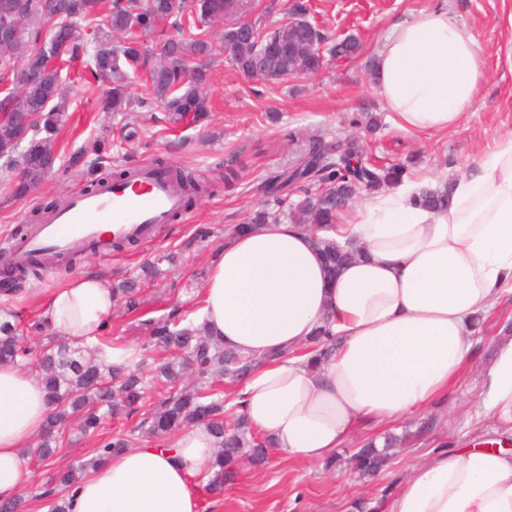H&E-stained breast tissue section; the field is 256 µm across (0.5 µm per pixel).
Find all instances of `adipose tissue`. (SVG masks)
Returning <instances> with one entry per match:
<instances>
[{
  "mask_svg": "<svg viewBox=\"0 0 512 512\" xmlns=\"http://www.w3.org/2000/svg\"><path fill=\"white\" fill-rule=\"evenodd\" d=\"M485 60L466 27L433 7L397 21L377 52L375 82L396 126L425 135L458 128L477 102ZM451 183L447 209L419 201ZM332 236L361 253L328 279L314 233L288 222L231 236L212 260L201 322L224 347L258 358L236 386L252 429L288 459L323 463L355 434L375 433L447 403L472 355V326L512 296V133L449 179L408 178L363 198ZM114 298L85 273L49 295L44 318L83 346ZM329 325V357L309 351ZM490 437L440 449L397 483L382 512H512V336L496 343L477 400ZM49 414L37 377L0 364V499L30 485L23 454ZM216 448L201 425L173 450L142 443L89 470L70 512H198L193 480Z\"/></svg>",
  "mask_w": 512,
  "mask_h": 512,
  "instance_id": "adipose-tissue-1",
  "label": "adipose tissue"
}]
</instances>
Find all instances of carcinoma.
Wrapping results in <instances>:
<instances>
[{
    "label": "carcinoma",
    "mask_w": 512,
    "mask_h": 512,
    "mask_svg": "<svg viewBox=\"0 0 512 512\" xmlns=\"http://www.w3.org/2000/svg\"><path fill=\"white\" fill-rule=\"evenodd\" d=\"M246 8L247 0H0V14L8 11L20 23L18 40L0 44V83L10 82L18 89L0 98L4 120L0 124V181L6 182L11 197H26L54 167L56 154L44 147L53 143L65 121L62 71L68 62L89 56L91 78L107 88L103 111L134 112L158 103L165 121L174 125L198 123L209 116L207 86L219 53L237 72L261 83L284 80L297 65L310 74L324 68L326 57L317 46L328 42V36L308 20V7L301 0H296L285 19L271 26L251 22L247 43L237 28ZM166 25L178 32L187 27L195 33L167 38L164 45L173 63L155 64L144 38L164 35ZM359 52L360 44L350 38L328 48V54L336 58L352 59ZM20 58L24 66L17 68ZM141 73L145 94L134 98L128 89L131 79ZM157 166L181 190L189 206L215 187L186 167L162 161ZM403 175L402 165L370 163L354 139L327 140L316 135L287 168L268 175L265 188L279 206L288 196L301 194L288 213L289 222L310 231L326 230L336 224L341 205L349 206L361 195L395 185ZM419 199L430 209H444L450 194L446 188H425ZM275 220L262 207L231 234ZM317 246L331 273L354 255L353 249H343L332 238L318 239ZM44 267L41 257L12 265L7 281L17 293ZM156 274L155 267L148 265L142 280H127L112 288L116 301L129 312L137 310L142 305L141 281ZM330 343V327L324 324L311 337V345L326 355ZM108 348L114 345L105 337L98 338L92 350L53 340L33 346L14 315L6 313L0 319V363L25 366L36 360L51 407L43 437L38 447L28 451L29 459L51 465L65 441L63 430L74 418L81 432L94 434L107 419L137 412L146 393L143 369L151 362L153 386L167 395L140 428L150 436H170L188 425H205L217 446L208 471L210 492L223 491L224 479L232 476V465L239 458L265 462L266 449L274 446L273 441L256 435L244 415L226 407L218 388L226 376L246 375L254 366L252 359L213 340L204 325L187 321L176 309L154 322L143 345L121 361L104 363L100 356ZM134 446L133 434L114 435L94 449L90 458L68 466L52 485L39 487L32 498L43 501L48 512H68L67 489L87 470ZM393 446L391 440L380 447L372 441L365 443L352 457L354 469L363 476L377 474L387 466Z\"/></svg>",
    "instance_id": "cac0c4a2"
}]
</instances>
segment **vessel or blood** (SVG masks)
<instances>
[{
  "mask_svg": "<svg viewBox=\"0 0 512 512\" xmlns=\"http://www.w3.org/2000/svg\"><path fill=\"white\" fill-rule=\"evenodd\" d=\"M184 209L183 194L168 176L140 165L129 181L73 193L30 236L15 241L11 251L20 264L34 255L67 256L87 248L106 253L116 240L150 239Z\"/></svg>",
  "mask_w": 512,
  "mask_h": 512,
  "instance_id": "1",
  "label": "vessel or blood"
}]
</instances>
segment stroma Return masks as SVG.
I'll list each match as a JSON object with an SVG mask.
<instances>
[{
  "instance_id": "stroma-1",
  "label": "stroma",
  "mask_w": 512,
  "mask_h": 512,
  "mask_svg": "<svg viewBox=\"0 0 512 512\" xmlns=\"http://www.w3.org/2000/svg\"><path fill=\"white\" fill-rule=\"evenodd\" d=\"M438 4L471 30L483 52L487 76L475 109L459 128L431 137L411 135L393 125L375 91L372 60L392 23ZM308 5L311 22L339 37L357 38L360 56L332 60L316 75L270 84L247 80L224 57H217L209 85L212 113L201 125L171 126L162 121L157 106L140 109L133 117L100 111L103 87L63 71L68 117L54 140L55 168L25 199L8 198L0 187V251L8 249L17 230L41 223L56 204L84 188L90 175H105L119 165L128 168L164 158L211 181L223 173L224 161L230 158L239 180L232 191L196 201L187 215L164 225L152 241L105 258L83 255L71 274L51 270L19 295L0 294V310L19 315L32 343L52 338V330L39 324V302L69 275L97 272L114 286L153 261L159 262L161 274L146 285L143 305L132 313L113 306L107 335L117 344L137 348L152 320L172 308L199 319L212 258L230 229L244 223L251 210L265 201L267 174L288 166L309 136L360 138L373 163L406 161L410 176L424 178L464 170L491 149L497 136L512 132V0H309ZM360 112L377 117L374 133L362 134L352 125L353 115ZM94 140L106 143L101 155L84 151ZM509 325L511 297L501 300L492 316L477 325L473 361L453 395V406L435 407L391 426L402 443L378 476L363 478L351 467V456L365 441L361 435L348 440L329 465L294 462L273 448L264 465L241 459L221 493H209L205 480H198L200 512H354L356 500L372 506L386 499L430 451L490 432V425L474 418L473 410L495 341ZM162 398V391L150 390L137 413L109 420L97 438L69 424L68 443L56 466L89 458L101 439L135 429Z\"/></svg>"
}]
</instances>
